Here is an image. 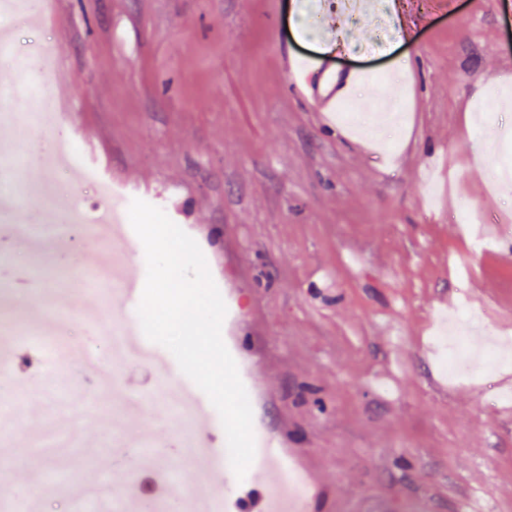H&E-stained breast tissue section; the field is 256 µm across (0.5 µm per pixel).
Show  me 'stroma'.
Masks as SVG:
<instances>
[{"instance_id":"obj_1","label":"stroma","mask_w":512,"mask_h":512,"mask_svg":"<svg viewBox=\"0 0 512 512\" xmlns=\"http://www.w3.org/2000/svg\"><path fill=\"white\" fill-rule=\"evenodd\" d=\"M10 35L15 53L43 58L54 100L0 180L11 219L46 207L37 188L53 173L24 153L58 133L75 163L94 146L167 210L216 285L239 289L253 428L309 469L316 512H463L468 495L512 512V354L453 381L433 338L443 299L465 294L473 344L512 342V184L491 187L512 158V0H371L350 20L337 0H53ZM331 38L345 50L322 51ZM293 58L352 76L346 105L376 136L304 99ZM63 187L66 260L85 276V219L102 200L93 180ZM467 206L487 250L470 249ZM55 285L62 314L30 267L17 304L29 333L11 350L41 352L32 336L51 332L126 369L124 393L78 395L77 359L21 400L0 392V512H91L84 493L111 488L117 442L176 437L140 405L161 391L155 372L114 360L86 328L111 283Z\"/></svg>"}]
</instances>
